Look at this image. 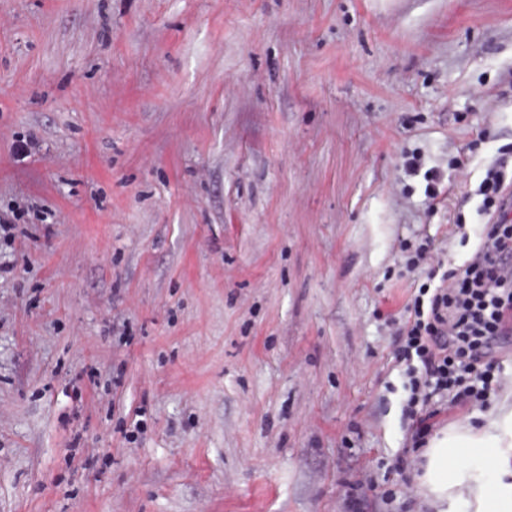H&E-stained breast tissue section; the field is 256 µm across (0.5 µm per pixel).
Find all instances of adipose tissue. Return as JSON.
Returning <instances> with one entry per match:
<instances>
[{
	"mask_svg": "<svg viewBox=\"0 0 512 512\" xmlns=\"http://www.w3.org/2000/svg\"><path fill=\"white\" fill-rule=\"evenodd\" d=\"M476 417L438 429L421 452L416 481L434 512H512V390Z\"/></svg>",
	"mask_w": 512,
	"mask_h": 512,
	"instance_id": "obj_1",
	"label": "adipose tissue"
}]
</instances>
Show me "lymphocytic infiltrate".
Wrapping results in <instances>:
<instances>
[{
    "label": "lymphocytic infiltrate",
    "mask_w": 512,
    "mask_h": 512,
    "mask_svg": "<svg viewBox=\"0 0 512 512\" xmlns=\"http://www.w3.org/2000/svg\"><path fill=\"white\" fill-rule=\"evenodd\" d=\"M508 189L512 154L505 152L486 168L476 190L485 229L471 257L448 267L441 250L421 246L407 260L411 267L431 261L433 272L395 331L406 363L407 407L423 416L412 435L415 447H423L429 419L470 403L487 406L502 383L494 350L512 328V279L498 273L501 256L512 253V219L499 207Z\"/></svg>",
    "instance_id": "obj_1"
}]
</instances>
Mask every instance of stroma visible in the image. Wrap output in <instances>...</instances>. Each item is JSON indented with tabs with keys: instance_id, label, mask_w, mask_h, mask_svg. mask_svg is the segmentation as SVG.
Instances as JSON below:
<instances>
[{
	"instance_id": "obj_1",
	"label": "stroma",
	"mask_w": 512,
	"mask_h": 512,
	"mask_svg": "<svg viewBox=\"0 0 512 512\" xmlns=\"http://www.w3.org/2000/svg\"><path fill=\"white\" fill-rule=\"evenodd\" d=\"M510 149L512 0H0V512H432L385 316Z\"/></svg>"
}]
</instances>
